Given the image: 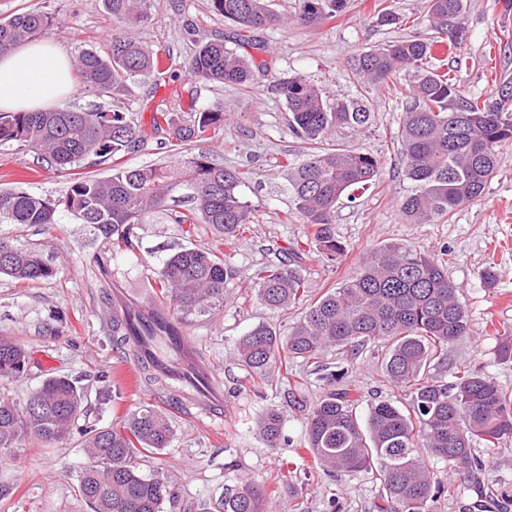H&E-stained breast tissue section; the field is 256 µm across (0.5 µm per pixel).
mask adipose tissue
I'll list each match as a JSON object with an SVG mask.
<instances>
[{"instance_id": "obj_1", "label": "adipose tissue", "mask_w": 512, "mask_h": 512, "mask_svg": "<svg viewBox=\"0 0 512 512\" xmlns=\"http://www.w3.org/2000/svg\"><path fill=\"white\" fill-rule=\"evenodd\" d=\"M76 90L70 60L55 44L32 40L0 53V109L37 111Z\"/></svg>"}]
</instances>
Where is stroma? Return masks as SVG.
Segmentation results:
<instances>
[{
  "mask_svg": "<svg viewBox=\"0 0 512 512\" xmlns=\"http://www.w3.org/2000/svg\"><path fill=\"white\" fill-rule=\"evenodd\" d=\"M387 2L399 15V24H377L370 12L373 0H348L336 21L254 32L252 56L259 68L251 88L244 91L182 71L158 85L135 82L111 99L84 88L57 103L58 108L71 110H128L146 130L161 114L186 119L204 108L223 110L222 134L195 143L193 150L228 167L252 162L255 174L243 193L255 208L253 226L227 256L238 272L229 284L232 303L213 319L188 327L187 337L225 389L246 376L236 355L239 336L261 323L284 333L299 316L295 309H267L245 283L253 266L272 260L286 240L302 238L305 231L288 194L285 168L287 161L302 156L304 146L289 134L286 109L268 93V84L274 75L297 72L329 96L352 94L349 64L357 54L402 38L413 27L420 35L429 33L425 0ZM34 9L57 17V25L44 37L71 57L84 48L106 50L117 30L102 0H0V20ZM464 20L468 62L458 80L470 93L483 95L492 87V73L512 75V9H506L503 0H464ZM135 35L146 46L170 48L173 60L183 62L209 40L232 44L235 29L210 12L208 0H154L150 19ZM408 82L402 76L397 91H373L374 117L368 128L336 131L337 144L380 157L383 177L375 186L357 191L355 200L344 198L337 204L336 235L347 253L335 269L315 257L305 261L302 274L309 295L314 298L339 286L357 271L367 253L392 241L435 257L448 251V278L459 289L475 335L449 347L448 363L439 373L449 379L466 364L512 391V365L498 363L494 355L499 334L512 333V145L501 149L495 176L480 200L461 206L445 223H406L400 201L411 184L397 161L393 137L401 117L398 91ZM17 188L58 198L66 193L68 181L39 167L33 154L0 149V192ZM137 234L139 247L129 256L114 252L93 225L66 215L48 228L0 220V240L39 248L57 270L52 279L30 285L0 278V334L17 338L31 354L27 372L5 384L14 402L25 405L45 378L66 374L91 395L85 425L122 428L130 414L146 404L166 412L174 427L171 446L138 461L144 473L168 478L176 490L174 502L165 503L163 512H215L225 488L244 476L272 485L269 512H329L333 496L339 500V512H378L379 483L363 474L337 479L317 469L306 446L305 414L289 406L287 388L277 376L228 399L220 419L195 417L174 408L166 392L133 389L123 381L122 368L134 362L135 352L112 337L115 289L142 299L149 271L180 248H203L215 239L210 225L157 218L140 225ZM491 262L498 278L489 285L483 272ZM324 361L330 366L350 364L349 387L359 412L383 397L404 403L403 392L390 388L377 369L372 346L353 357L332 349ZM270 405L282 412L287 439L275 449L266 447L251 430L257 415ZM87 462L74 437L44 445L28 436L16 447L0 451V512H91L77 492V476Z\"/></svg>",
  "mask_w": 512,
  "mask_h": 512,
  "instance_id": "1",
  "label": "stroma"
}]
</instances>
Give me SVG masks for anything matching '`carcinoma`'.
<instances>
[{
    "label": "carcinoma",
    "mask_w": 512,
    "mask_h": 512,
    "mask_svg": "<svg viewBox=\"0 0 512 512\" xmlns=\"http://www.w3.org/2000/svg\"><path fill=\"white\" fill-rule=\"evenodd\" d=\"M121 33L112 35L110 52L84 49L74 70L82 84L101 98H111L127 83L159 79L153 68L155 50L134 36L147 22L152 0H103ZM348 0H298L286 15L269 0H209L211 11L238 30L235 48L217 39L201 45L186 66L192 78L250 87L253 64L245 46L259 29L299 25L318 26L335 19ZM42 10H29L0 20V52L33 39L53 24ZM427 21L433 36L409 35L361 52L351 65L355 93L331 98L299 73H281L268 85L288 112L289 133L307 145L304 158L288 163L292 202L306 224L305 239L280 248L282 257L253 269L247 289L272 310L302 308L286 335L257 325L236 346L239 361L251 380L278 370L289 387V403L304 407L301 382L293 366L301 363L321 372L320 380L339 385L349 369L322 364L329 349L354 352L377 347L380 371L387 383L408 397L399 406L380 399L362 414L345 388L320 397L306 414L307 445L315 464L336 476L364 472L382 486L381 512H438L441 499L458 486L438 479L430 466L444 462L466 476L494 467V450L512 439V393L480 370L463 367L448 382L433 370L447 360L448 346L471 335L467 310L458 289L448 280L445 260L401 242H389L363 260L358 272L340 287L308 301L301 274L313 254L336 267L346 245L336 237V204L364 189L382 175L380 160L366 152L325 148L339 127L360 129L372 120L371 94L397 75L411 74L403 95V119L396 136L397 152L411 191L400 202L402 216L413 224L447 220L462 205L482 197L494 177L500 146L512 142V77L492 80L484 97L475 96L457 80L467 57L456 54L451 68L433 63L431 48L449 42L462 47L468 30L463 0H427ZM454 98L455 111L448 110ZM153 129H164L162 144L184 155L182 165L130 167L125 157L146 144V135L132 114L118 109L39 112H0V147L33 153L60 173L71 176L67 192L47 198L24 190L0 193V218L11 224L51 226L67 214L94 224L112 248L136 249V229L178 196L190 207L171 214L175 224H208L217 233L209 247H183L169 255L149 282L154 298L171 315L147 318L131 311L112 317V335L122 343L133 339L176 354L165 340L175 327L204 320L229 301L227 284L237 271L226 260L250 232L252 205L242 187L254 175L250 167H226L212 157L189 152V146L224 129V111L204 110L176 121L161 115ZM109 163L111 174L81 173ZM0 275L27 284L48 280L55 269L40 251L18 248L0 240ZM501 364L512 363V336H503L495 350ZM30 363L27 348L11 336L0 335V378L15 379ZM149 385L171 388L189 400L199 393L193 377L176 378L141 362ZM87 391L66 376L45 380L22 409L0 391V449L33 436L46 444L68 439L85 416ZM258 435L269 448L288 442L282 414L271 406L257 420ZM89 463L78 475L77 491L93 512H162L174 492L164 477L148 476L134 464L136 455L155 454L171 445L173 430L161 412L142 406L123 431L86 426L79 429ZM486 446V455L473 444ZM265 489L248 480L224 493L220 512H266Z\"/></svg>",
    "instance_id": "obj_1"
}]
</instances>
